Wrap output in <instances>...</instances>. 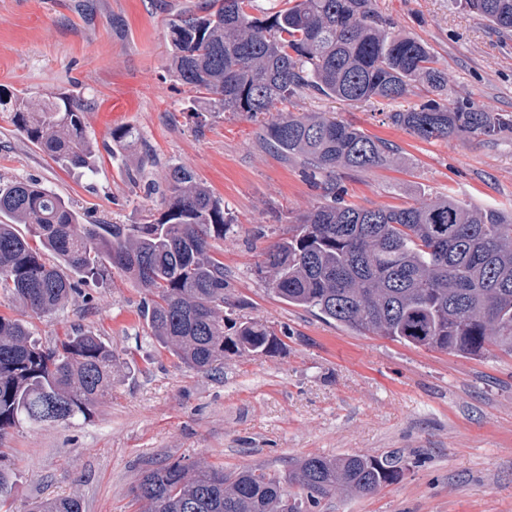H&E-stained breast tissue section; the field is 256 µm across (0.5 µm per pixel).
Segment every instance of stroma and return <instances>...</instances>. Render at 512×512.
I'll return each mask as SVG.
<instances>
[{
  "instance_id": "35a3bbf8",
  "label": "stroma",
  "mask_w": 512,
  "mask_h": 512,
  "mask_svg": "<svg viewBox=\"0 0 512 512\" xmlns=\"http://www.w3.org/2000/svg\"><path fill=\"white\" fill-rule=\"evenodd\" d=\"M196 0H0V180L34 181L82 223L144 224L164 209L155 185L178 165L224 202L229 229L213 240L226 294L243 315L283 335L275 356L229 355L223 369L181 365L140 313L145 293L119 272L80 284L58 309L35 314L0 296V315L52 346L93 331L116 355L112 393L87 418L18 427L0 439L17 481L7 507L75 497L83 512H140L142 474L179 459L280 473L309 456L398 454L403 477L368 496L339 494L323 512H512V352L480 356L366 335L288 305L258 273L265 250L297 218L326 203L320 181L265 138L247 112L197 127L188 94L165 68L170 24ZM394 32L425 43L448 74L451 99L512 115V33L452 0H375ZM68 92L89 103L86 132L100 149L93 173L65 167L13 124V106ZM293 112H325L393 144L384 166L342 170L348 205L389 208L450 195L476 208L512 206V132L424 141L370 102L307 91ZM139 134L105 154L113 129ZM137 183L126 173L144 152Z\"/></svg>"
}]
</instances>
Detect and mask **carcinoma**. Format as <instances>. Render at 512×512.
<instances>
[{"instance_id":"obj_1","label":"carcinoma","mask_w":512,"mask_h":512,"mask_svg":"<svg viewBox=\"0 0 512 512\" xmlns=\"http://www.w3.org/2000/svg\"><path fill=\"white\" fill-rule=\"evenodd\" d=\"M502 32H512V0H464ZM257 0H200L170 25L169 71L192 94L188 111L277 112L267 139L303 159L312 174L360 170L392 159L385 141L333 116L282 109L305 91L348 103L375 102L392 122L422 140L494 137L512 115L448 99V79L422 42L390 32L373 0H277L254 15ZM421 84L437 98L404 107ZM88 102L71 94L26 103L13 123L38 148L75 169L94 168L85 129ZM138 138L112 132L117 154ZM164 211L146 224H87L35 182H0V295L35 313L62 305L73 278L115 269L146 292L141 314L160 344L201 372L224 355L279 352L266 324L237 315L224 296V262L211 240L224 237V204L182 167L169 168ZM26 224L31 237L16 228ZM289 305L415 347L480 356L497 345L512 352V211L476 208L450 195L404 207L322 204L270 246L258 267ZM112 348L77 330L53 348L17 319L0 315V436L87 417L112 392ZM403 467L382 457L309 456L287 475L262 467L226 471L177 460L146 471L134 499L148 512H316L339 493L371 495L400 480ZM30 512H83L73 497L41 499Z\"/></svg>"}]
</instances>
